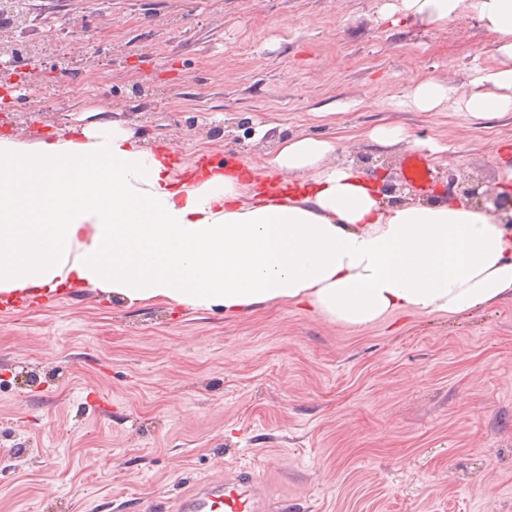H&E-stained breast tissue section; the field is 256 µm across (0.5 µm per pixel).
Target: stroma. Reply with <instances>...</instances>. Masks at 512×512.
I'll list each match as a JSON object with an SVG mask.
<instances>
[{"label":"stroma","mask_w":512,"mask_h":512,"mask_svg":"<svg viewBox=\"0 0 512 512\" xmlns=\"http://www.w3.org/2000/svg\"><path fill=\"white\" fill-rule=\"evenodd\" d=\"M387 0H29L74 79L0 133L33 144L119 122L189 164L336 142L333 163L384 162L385 201L499 192L512 113L395 107L428 77L468 84L500 64L470 14L392 24ZM149 83L152 93L132 88ZM244 144L206 137L238 117ZM395 124L407 144L377 147ZM425 154L430 190L402 175ZM250 468L287 512H512V300L354 328L273 302L248 314L128 304L76 285L0 310V512H163L202 481ZM402 127L397 125L382 126L374 129L369 138L377 145L389 147L399 144L408 138Z\"/></svg>","instance_id":"35a3bbf8"}]
</instances>
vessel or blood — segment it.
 Wrapping results in <instances>:
<instances>
[{
    "label": "vessel or blood",
    "mask_w": 512,
    "mask_h": 512,
    "mask_svg": "<svg viewBox=\"0 0 512 512\" xmlns=\"http://www.w3.org/2000/svg\"><path fill=\"white\" fill-rule=\"evenodd\" d=\"M407 182L427 190L433 180L429 161L421 154L407 157L403 167ZM172 512H283L282 502L267 500L256 485L253 472L246 467L224 482L203 481L172 504Z\"/></svg>",
    "instance_id": "1"
}]
</instances>
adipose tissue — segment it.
I'll return each instance as SVG.
<instances>
[{"label": "adipose tissue", "mask_w": 512, "mask_h": 512, "mask_svg": "<svg viewBox=\"0 0 512 512\" xmlns=\"http://www.w3.org/2000/svg\"><path fill=\"white\" fill-rule=\"evenodd\" d=\"M466 11L498 35L510 65L477 70L465 88L423 79L406 105L453 104L475 121L512 112V0L384 7L426 24ZM336 150L304 136L267 166L210 162L186 176L118 123L33 145L0 138V298L82 284L228 317L292 302L348 327L512 299V239L499 215L442 200L384 203L362 171L330 164Z\"/></svg>", "instance_id": "obj_1"}]
</instances>
